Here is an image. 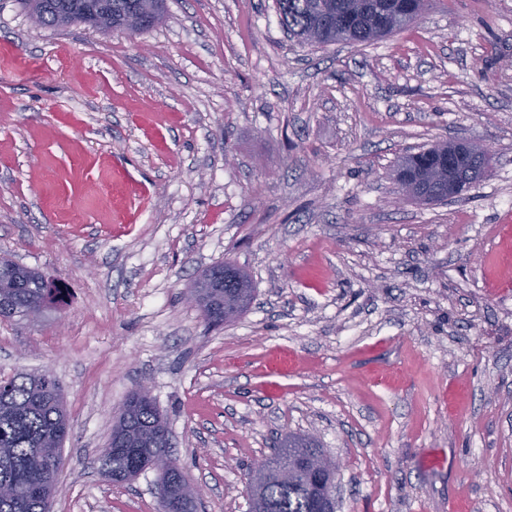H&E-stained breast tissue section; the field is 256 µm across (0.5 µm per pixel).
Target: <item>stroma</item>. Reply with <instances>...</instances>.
Instances as JSON below:
<instances>
[{"mask_svg":"<svg viewBox=\"0 0 512 512\" xmlns=\"http://www.w3.org/2000/svg\"><path fill=\"white\" fill-rule=\"evenodd\" d=\"M493 169L400 199L402 156ZM512 0H429L370 46L307 44L275 0H166L128 36L0 0V254L61 289L0 322V378L50 373L70 430L51 512H159L102 476L149 386L197 512H250L285 432L338 465L336 512H512ZM254 288L211 327L184 294ZM448 155V182H452L457 195H461L453 174L458 163L469 161V155L463 149L448 152V145L433 146L418 153L407 156L396 171V182L408 198L421 204L442 202L448 198V182H433L430 178H424L411 186L405 178L410 171H416L430 175L438 166L437 157ZM424 195L430 196V200H424Z\"/></svg>","mask_w":512,"mask_h":512,"instance_id":"stroma-1","label":"stroma"}]
</instances>
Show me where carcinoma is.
<instances>
[{"mask_svg": "<svg viewBox=\"0 0 512 512\" xmlns=\"http://www.w3.org/2000/svg\"><path fill=\"white\" fill-rule=\"evenodd\" d=\"M407 0H276L279 20L289 35L302 42H346L369 45L411 23L403 12ZM141 0H21L40 25L60 27L83 23L99 29L121 25L140 9ZM448 146H433L407 156L396 171V182L408 198L424 204L448 198V183L428 178ZM209 270L193 286L204 318L212 324L235 319L251 299L246 275L236 270L219 288ZM0 318L41 314L55 304L60 288L45 275L0 258ZM127 411H119L108 450L98 458L101 469L120 481L149 461L165 481L171 512H196V501L186 492L187 481L164 440L167 433L154 403L131 395ZM69 423L61 388L52 375L18 374L0 386V512H46V498L54 481L53 452L62 450ZM323 454L312 440L288 435L282 459L308 451ZM256 507L263 512H319L321 498L315 483L303 473L284 481L269 477Z\"/></svg>", "mask_w": 512, "mask_h": 512, "instance_id": "carcinoma-1", "label": "carcinoma"}]
</instances>
